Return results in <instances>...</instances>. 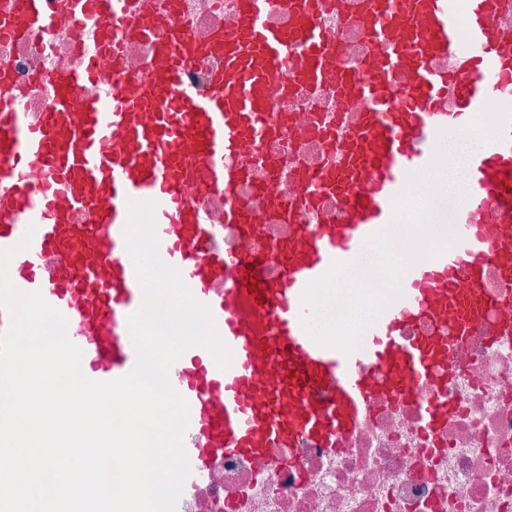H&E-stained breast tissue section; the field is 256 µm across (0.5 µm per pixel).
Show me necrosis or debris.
<instances>
[{
    "instance_id": "1",
    "label": "necrosis or debris",
    "mask_w": 512,
    "mask_h": 512,
    "mask_svg": "<svg viewBox=\"0 0 512 512\" xmlns=\"http://www.w3.org/2000/svg\"><path fill=\"white\" fill-rule=\"evenodd\" d=\"M52 25L47 38L0 34V73L27 111L49 104L47 76L82 66L94 56L99 82L80 86L74 106L103 93L114 67L145 69L151 47L140 39L73 16L66 0H46ZM235 0H178L188 35L198 41L222 33ZM339 36L348 61L366 50L346 25L334 0L319 14ZM282 112H332L330 87L293 85L278 99ZM491 309L451 351L447 373L412 385L393 399L380 385L361 424L329 448L303 440L273 448L267 463L227 457L188 499L186 512H512V336L497 333ZM446 397L456 404L434 430L421 418L423 401Z\"/></svg>"
}]
</instances>
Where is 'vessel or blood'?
Masks as SVG:
<instances>
[{
    "mask_svg": "<svg viewBox=\"0 0 512 512\" xmlns=\"http://www.w3.org/2000/svg\"><path fill=\"white\" fill-rule=\"evenodd\" d=\"M284 2L287 25L269 23L270 0H236L230 28L197 42L172 8L132 24V0H70L75 15L140 39L167 29L149 71H116L104 96L75 110L74 89L98 78L87 61L52 78L50 107L38 114L24 111L0 74V248L35 225L10 277L67 318L84 373L108 381L135 363L127 317L142 290L123 232L130 198L155 201L160 255L210 307L232 350L225 371L198 346L170 368L190 407L188 493L227 456L263 463L271 445L293 448L305 438L335 446L362 418L373 383L405 395L406 379L422 383L447 366L453 344L489 308L500 307L498 330L512 335V122L502 140L472 154L471 195L455 217L459 242L404 273L401 297L361 350L319 346L300 322L307 282L333 261L355 258L364 238L388 224L409 173L432 161L439 130L463 128L490 103L512 106V29L495 20L512 0H349V20L373 44L350 64L317 22L324 0ZM13 4L0 33L15 32L18 17L25 34L45 33L44 0ZM211 53L223 56L224 67L208 92L185 90V70ZM283 74L310 88L333 84L340 111L312 123L275 111L272 90ZM346 110L356 113L354 125L344 122ZM284 134L325 140L319 169L267 154L266 143ZM259 167L296 192L284 200L264 183L261 205L237 197L238 184ZM219 194L224 221L214 224L200 202ZM328 195L344 212L342 223L318 211ZM268 223L289 225L290 233L265 243L261 266L225 252V227L254 241ZM277 262L281 274L266 275ZM492 272L499 291L490 296ZM255 282L261 292L252 290ZM414 324L427 325L426 334L404 340ZM253 385L263 397L250 394Z\"/></svg>",
    "mask_w": 512,
    "mask_h": 512,
    "instance_id": "obj_1",
    "label": "vessel or blood"
}]
</instances>
